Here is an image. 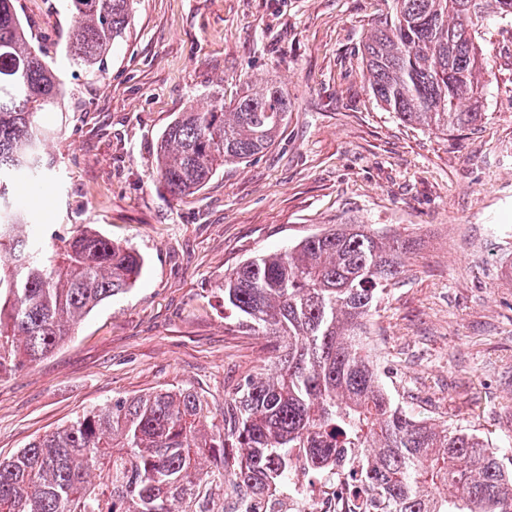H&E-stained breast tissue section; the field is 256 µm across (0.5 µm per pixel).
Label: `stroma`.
Listing matches in <instances>:
<instances>
[{
	"mask_svg": "<svg viewBox=\"0 0 512 512\" xmlns=\"http://www.w3.org/2000/svg\"><path fill=\"white\" fill-rule=\"evenodd\" d=\"M389 0H136L123 41L48 117L56 170L17 188L45 233L79 224L146 258L135 287L64 345L0 375V458L119 396L192 387L214 409L270 360L224 321V274L333 224L409 239L368 323L392 401L512 459V21L478 40L485 119L449 135L401 122L368 90L362 47ZM274 82L292 104L267 151L171 197L154 149L177 113Z\"/></svg>",
	"mask_w": 512,
	"mask_h": 512,
	"instance_id": "obj_1",
	"label": "stroma"
}]
</instances>
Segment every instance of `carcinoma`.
<instances>
[{"instance_id":"obj_1","label":"carcinoma","mask_w":512,"mask_h":512,"mask_svg":"<svg viewBox=\"0 0 512 512\" xmlns=\"http://www.w3.org/2000/svg\"><path fill=\"white\" fill-rule=\"evenodd\" d=\"M363 44L373 98L401 121L475 130L486 85L477 38L512 20V0H391ZM70 66L94 77L126 35L134 0H65ZM65 82L20 13L0 0V374L42 359L94 308L133 288L143 255L89 225L36 240L13 184L54 168L44 117ZM292 106L273 83L232 103L214 96L166 126L155 168L173 197L226 163L271 147ZM407 245L366 224L332 226L224 274V318L273 340V368L248 375L220 411L192 387L119 397L0 460V512H224V484L258 502L305 457L310 474L363 455L362 486L385 512H512L499 450L395 405L361 341L365 319L402 273Z\"/></svg>"}]
</instances>
